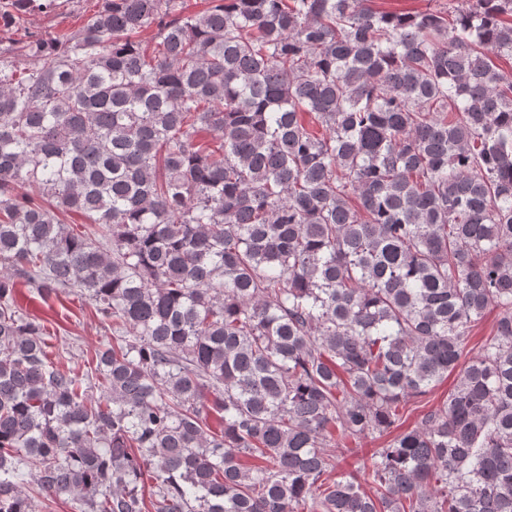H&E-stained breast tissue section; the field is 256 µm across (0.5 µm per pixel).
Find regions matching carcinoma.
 Masks as SVG:
<instances>
[{"mask_svg": "<svg viewBox=\"0 0 512 512\" xmlns=\"http://www.w3.org/2000/svg\"><path fill=\"white\" fill-rule=\"evenodd\" d=\"M456 2L98 0L0 45V512H145L151 472L155 512H512V0ZM20 281L112 323L101 396ZM370 6L383 12H414L426 9H448L453 3L450 0H372ZM497 315L498 309L490 308L485 317L472 328L463 361L474 356L486 339L492 336ZM455 383L456 373L454 372L448 375V378L436 386L433 391L411 398L403 410V415L399 422L401 425L398 429H394L390 435L383 437L373 435L357 441L349 440L337 450L336 447L330 448V454L333 456L335 463L337 462L338 464L337 472L358 473V480L362 487L368 489L367 478L358 472L361 460L370 456L376 448H383L387 441L398 432L412 428L425 413L437 407L448 396V391L453 388ZM36 506L35 512H78V505L71 500H54L46 498L38 490L31 491Z\"/></svg>", "mask_w": 512, "mask_h": 512, "instance_id": "cac0c4a2", "label": "carcinoma"}]
</instances>
